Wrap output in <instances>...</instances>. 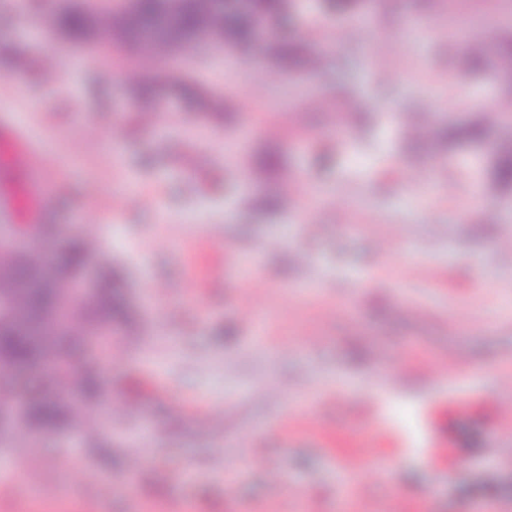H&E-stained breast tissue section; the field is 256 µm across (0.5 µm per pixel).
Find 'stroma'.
I'll return each instance as SVG.
<instances>
[{
    "mask_svg": "<svg viewBox=\"0 0 512 512\" xmlns=\"http://www.w3.org/2000/svg\"><path fill=\"white\" fill-rule=\"evenodd\" d=\"M52 11L0 0V108L36 147L0 182L44 174V216L100 240L141 342L113 323L104 447L46 433L0 512H512V191L494 226L471 206L499 136L405 142L397 120L497 103L491 73L448 69L468 35L496 41L480 0H314L286 39L325 57L295 79L244 50L226 74L209 45L171 71L104 32H33ZM375 42L398 62L384 87ZM349 103L374 114L353 146L332 126ZM269 151L279 165L255 180ZM288 185L294 202L264 206ZM382 395L387 431H363ZM358 455L372 465L349 488Z\"/></svg>",
    "mask_w": 512,
    "mask_h": 512,
    "instance_id": "35a3bbf8",
    "label": "stroma"
}]
</instances>
